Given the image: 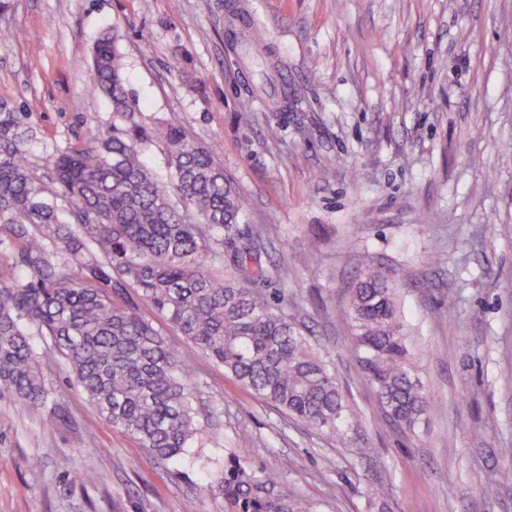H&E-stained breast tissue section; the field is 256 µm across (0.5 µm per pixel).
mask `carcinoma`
Wrapping results in <instances>:
<instances>
[{
  "label": "carcinoma",
  "instance_id": "obj_1",
  "mask_svg": "<svg viewBox=\"0 0 512 512\" xmlns=\"http://www.w3.org/2000/svg\"><path fill=\"white\" fill-rule=\"evenodd\" d=\"M116 37L93 51L90 93L112 122L77 147L32 160L28 112L0 104V248L19 277L0 284V391L25 411L46 397L31 336L51 337L100 415L170 462L200 433L190 388L195 354L242 387L328 436L360 425L336 369L258 282H288V264L261 263V235L241 239L247 200L214 151L181 126L156 132L170 186L144 162L153 132L124 84ZM154 308L189 342L167 344L141 315ZM351 348L386 417L413 429L436 407L416 377L393 289L366 267L347 304ZM227 512H313L264 468L231 453L211 474Z\"/></svg>",
  "mask_w": 512,
  "mask_h": 512
}]
</instances>
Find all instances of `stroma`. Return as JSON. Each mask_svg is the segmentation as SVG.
Listing matches in <instances>:
<instances>
[{"instance_id": "35a3bbf8", "label": "stroma", "mask_w": 512, "mask_h": 512, "mask_svg": "<svg viewBox=\"0 0 512 512\" xmlns=\"http://www.w3.org/2000/svg\"><path fill=\"white\" fill-rule=\"evenodd\" d=\"M0 102L31 112L36 161L112 120L91 53L117 33L125 86L153 126L215 147L250 199L268 282L336 365L361 419L346 439L255 398L205 355L201 434L157 461L87 401L49 337L44 404L0 393V512H224L208 489L228 454L275 473L316 512H512V0H241L244 54L221 0H7ZM381 268L439 413L390 422L351 350L346 305ZM253 436L241 447V431ZM39 459L32 478L25 461ZM95 470L96 484L69 472Z\"/></svg>"}]
</instances>
